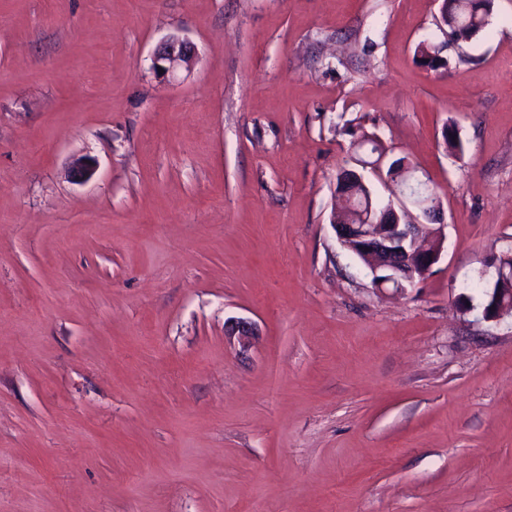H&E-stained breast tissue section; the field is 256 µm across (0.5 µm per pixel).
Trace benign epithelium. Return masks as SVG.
<instances>
[{"mask_svg":"<svg viewBox=\"0 0 512 512\" xmlns=\"http://www.w3.org/2000/svg\"><path fill=\"white\" fill-rule=\"evenodd\" d=\"M196 60L192 43L170 39L162 43L153 56V69L162 76H168L182 68L188 69ZM95 169L86 159L77 161L71 170V178L86 182L92 178ZM401 184H393V195L398 204H389L386 217L373 224L333 225L336 238L343 248L365 264L370 275L377 279V286H392L404 291L405 284L422 281L433 273L441 259L443 246L438 237L444 232L443 213L430 212L431 206L415 202L418 184L417 171L409 164H403ZM414 206L423 218L411 224L405 221L408 206ZM512 298V289L494 288L486 293L487 303L483 307V318L497 321L512 317V305L498 306L500 295Z\"/></svg>","mask_w":512,"mask_h":512,"instance_id":"1","label":"benign epithelium"}]
</instances>
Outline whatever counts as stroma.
Here are the masks:
<instances>
[{"label":"stroma","instance_id":"1","mask_svg":"<svg viewBox=\"0 0 512 512\" xmlns=\"http://www.w3.org/2000/svg\"><path fill=\"white\" fill-rule=\"evenodd\" d=\"M437 14L0 0V512H512V318L468 287L512 244V0ZM365 134L444 212L400 294L332 227ZM448 22L443 17L444 25L448 28V36L455 42L467 41L469 29L483 30L494 12V0H447ZM196 60L192 43L170 39L162 43L153 56V69L162 77L174 74L181 68L189 69Z\"/></svg>","mask_w":512,"mask_h":512}]
</instances>
